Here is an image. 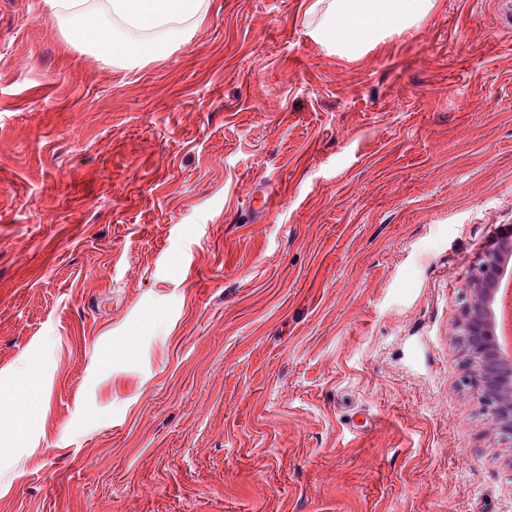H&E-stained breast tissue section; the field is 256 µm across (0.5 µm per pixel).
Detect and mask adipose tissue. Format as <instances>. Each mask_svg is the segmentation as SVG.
<instances>
[{
	"label": "adipose tissue",
	"instance_id": "ef3b65f1",
	"mask_svg": "<svg viewBox=\"0 0 512 512\" xmlns=\"http://www.w3.org/2000/svg\"><path fill=\"white\" fill-rule=\"evenodd\" d=\"M73 43L133 70L187 44L210 16L209 0H47ZM435 0H312L316 33L338 49L359 51L429 21Z\"/></svg>",
	"mask_w": 512,
	"mask_h": 512
}]
</instances>
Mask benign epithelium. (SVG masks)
Here are the masks:
<instances>
[{"label": "benign epithelium", "mask_w": 512, "mask_h": 512, "mask_svg": "<svg viewBox=\"0 0 512 512\" xmlns=\"http://www.w3.org/2000/svg\"><path fill=\"white\" fill-rule=\"evenodd\" d=\"M499 268L493 253L471 269L462 292V306L457 324L466 336L465 359L461 380L468 384L486 405L490 419L498 426L499 440L512 446V371L501 355L488 343L490 336L486 299L496 282Z\"/></svg>", "instance_id": "7a95c632"}]
</instances>
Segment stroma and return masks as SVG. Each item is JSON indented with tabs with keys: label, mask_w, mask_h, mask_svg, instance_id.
<instances>
[{
	"label": "stroma",
	"mask_w": 512,
	"mask_h": 512,
	"mask_svg": "<svg viewBox=\"0 0 512 512\" xmlns=\"http://www.w3.org/2000/svg\"><path fill=\"white\" fill-rule=\"evenodd\" d=\"M311 2L127 71L0 0V512H512L450 335L512 235V33L436 0L348 54Z\"/></svg>",
	"instance_id": "1"
}]
</instances>
